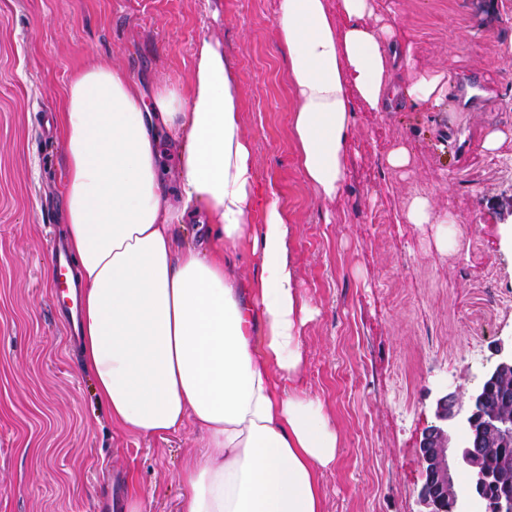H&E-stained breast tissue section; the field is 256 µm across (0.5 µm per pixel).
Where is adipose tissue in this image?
<instances>
[{"mask_svg": "<svg viewBox=\"0 0 512 512\" xmlns=\"http://www.w3.org/2000/svg\"><path fill=\"white\" fill-rule=\"evenodd\" d=\"M278 0V40L297 107L298 166L318 196L345 180L353 99L381 112L410 81L408 102L437 106L449 71L420 70L375 21V0ZM57 121L67 154L66 238L81 288L84 366L113 423L164 435L186 422L200 448L183 463L182 512H323L319 476L340 440L322 400L298 384L311 311L288 251L277 192L256 189L239 79L202 39L188 91L145 98L118 68L92 66L67 84ZM178 141L181 208L168 200L157 131ZM203 208V245L177 247L171 228ZM256 256L237 284L233 255Z\"/></svg>", "mask_w": 512, "mask_h": 512, "instance_id": "adipose-tissue-1", "label": "adipose tissue"}]
</instances>
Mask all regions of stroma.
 Listing matches in <instances>:
<instances>
[{"label": "stroma", "instance_id": "1", "mask_svg": "<svg viewBox=\"0 0 512 512\" xmlns=\"http://www.w3.org/2000/svg\"><path fill=\"white\" fill-rule=\"evenodd\" d=\"M419 69H451L434 110L395 97L354 105L346 177L315 196L297 166L277 0H0V512H181L194 424L122 430L56 312L54 249L66 239V156L54 116L90 65L132 73L145 92L188 88L194 50L219 43L240 83L258 187L275 184L288 248L313 312L302 386L342 444L324 470V512H416L419 442L443 391L477 386L512 347V0H377ZM506 138L495 153L482 143ZM409 150L391 167L389 151ZM428 197L448 218L409 224Z\"/></svg>", "mask_w": 512, "mask_h": 512}]
</instances>
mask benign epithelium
Instances as JSON below:
<instances>
[{
    "label": "benign epithelium",
    "instance_id": "benign-epithelium-1",
    "mask_svg": "<svg viewBox=\"0 0 512 512\" xmlns=\"http://www.w3.org/2000/svg\"><path fill=\"white\" fill-rule=\"evenodd\" d=\"M498 353L497 363L467 399L453 393L437 399L435 422L419 444L425 481L418 502L423 512H512V456L503 454L497 463H488L492 449L512 447V351ZM453 436L464 482L450 472Z\"/></svg>",
    "mask_w": 512,
    "mask_h": 512
}]
</instances>
